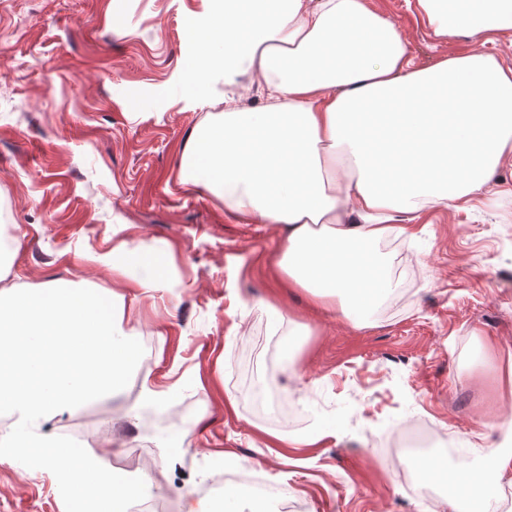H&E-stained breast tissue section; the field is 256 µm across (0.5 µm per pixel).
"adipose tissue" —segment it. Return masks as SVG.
I'll return each instance as SVG.
<instances>
[{
    "instance_id": "adipose-tissue-1",
    "label": "adipose tissue",
    "mask_w": 512,
    "mask_h": 512,
    "mask_svg": "<svg viewBox=\"0 0 512 512\" xmlns=\"http://www.w3.org/2000/svg\"><path fill=\"white\" fill-rule=\"evenodd\" d=\"M212 2L193 35L197 72L245 62L264 102L225 99L220 117L195 128L180 177L223 199L237 220L280 225L274 280L359 322L389 290L372 247L512 169V66L479 52L419 66L396 24L365 0H282L272 13L260 0ZM415 7L439 37L512 36V0ZM423 468L462 492L469 512H489L500 481L512 478V451L475 470Z\"/></svg>"
}]
</instances>
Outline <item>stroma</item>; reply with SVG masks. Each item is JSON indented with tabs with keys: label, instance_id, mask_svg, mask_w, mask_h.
<instances>
[{
	"label": "stroma",
	"instance_id": "35a3bbf8",
	"mask_svg": "<svg viewBox=\"0 0 512 512\" xmlns=\"http://www.w3.org/2000/svg\"><path fill=\"white\" fill-rule=\"evenodd\" d=\"M392 20L418 65L479 50L512 63V40L436 37L409 0H367ZM205 0H0V202L14 234L6 284H61L116 299L119 334L153 338L148 383L179 420L152 431L127 390L109 398L112 442L87 444L104 467L140 446L146 489L168 512H224L194 498L214 468L250 459L307 512H455L404 494L373 453L375 434L426 416L455 451L483 457L479 432L512 406L484 361V342L512 345V171L460 208L421 213L403 252L377 248L394 277L388 306L361 324L314 309L277 286L268 267L283 235L240 223L207 190L178 177L184 143L228 97L263 98L247 67L193 85L187 34ZM124 276L113 273V266ZM159 276L153 296L135 280ZM280 307L285 320L271 317ZM290 344L279 391L293 422L272 425L250 406L242 361L263 378L271 347ZM236 398L226 408L225 395ZM307 436V445H290ZM0 512H65L54 475L0 459Z\"/></svg>",
	"mask_w": 512,
	"mask_h": 512
}]
</instances>
